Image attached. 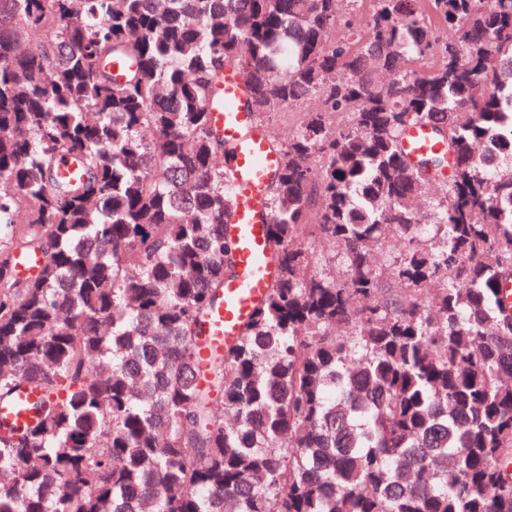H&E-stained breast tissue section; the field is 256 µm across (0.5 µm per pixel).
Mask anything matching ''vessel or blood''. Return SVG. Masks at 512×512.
Wrapping results in <instances>:
<instances>
[{
    "instance_id": "b4317fda",
    "label": "vessel or blood",
    "mask_w": 512,
    "mask_h": 512,
    "mask_svg": "<svg viewBox=\"0 0 512 512\" xmlns=\"http://www.w3.org/2000/svg\"><path fill=\"white\" fill-rule=\"evenodd\" d=\"M215 125L225 140L236 147L230 180L234 202L225 219L224 231L236 244L234 271L224 280V300L202 320L201 358L234 345L244 326L264 302L277 272L270 245V214L266 198L279 168L278 156L270 150L268 133L245 106V85L236 68L224 72V86L212 109ZM403 148L410 158L436 151L431 128L416 125L407 130Z\"/></svg>"
}]
</instances>
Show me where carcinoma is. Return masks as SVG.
I'll return each instance as SVG.
<instances>
[{
  "label": "carcinoma",
  "instance_id": "1",
  "mask_svg": "<svg viewBox=\"0 0 512 512\" xmlns=\"http://www.w3.org/2000/svg\"><path fill=\"white\" fill-rule=\"evenodd\" d=\"M229 64L258 123L308 111L275 282L202 367ZM511 278L512 0H0V403L38 393L0 512H512ZM429 125H416L405 133L403 148L412 159L440 149L439 144L432 139Z\"/></svg>",
  "mask_w": 512,
  "mask_h": 512
}]
</instances>
